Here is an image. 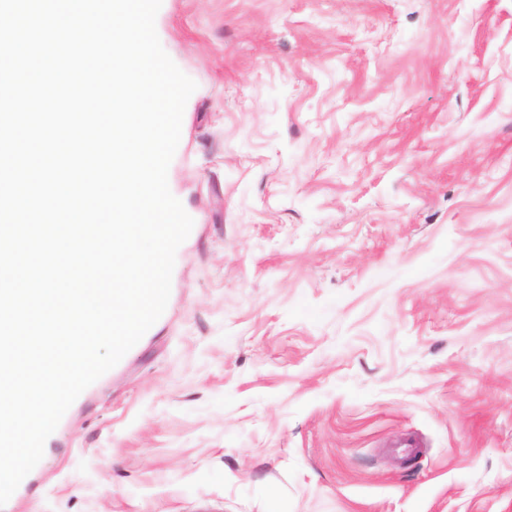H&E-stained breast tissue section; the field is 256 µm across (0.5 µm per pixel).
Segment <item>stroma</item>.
Returning a JSON list of instances; mask_svg holds the SVG:
<instances>
[{"instance_id": "35a3bbf8", "label": "stroma", "mask_w": 512, "mask_h": 512, "mask_svg": "<svg viewBox=\"0 0 512 512\" xmlns=\"http://www.w3.org/2000/svg\"><path fill=\"white\" fill-rule=\"evenodd\" d=\"M165 312L0 512H512V0H163Z\"/></svg>"}]
</instances>
